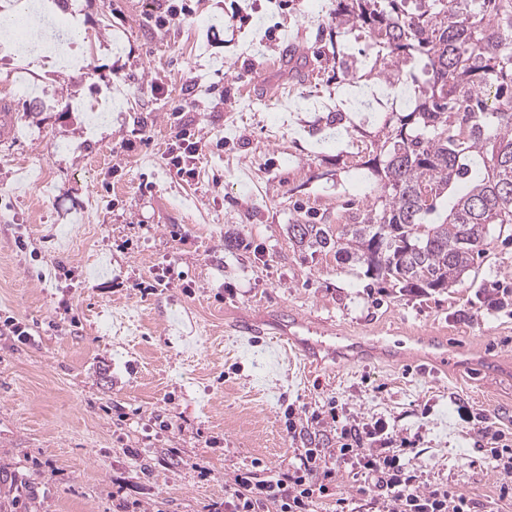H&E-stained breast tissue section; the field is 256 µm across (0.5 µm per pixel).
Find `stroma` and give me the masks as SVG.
<instances>
[{"instance_id": "1", "label": "stroma", "mask_w": 512, "mask_h": 512, "mask_svg": "<svg viewBox=\"0 0 512 512\" xmlns=\"http://www.w3.org/2000/svg\"><path fill=\"white\" fill-rule=\"evenodd\" d=\"M27 2L37 40L90 56L57 70L0 54V87L36 89L9 94L0 142V322L33 335L0 334V512H208L236 473L294 463L293 429L380 419L416 450L421 486L512 512V472L480 432L512 441V226L421 296L289 239L347 223L365 193L328 173L366 143L311 131L383 95L337 85L334 0H193L164 28L166 0ZM288 37L299 76L279 61ZM181 104L203 143L189 182L165 160ZM284 316L325 331L313 369L269 345ZM243 318L259 338L237 336Z\"/></svg>"}]
</instances>
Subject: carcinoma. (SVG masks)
<instances>
[{"label": "carcinoma", "instance_id": "carcinoma-1", "mask_svg": "<svg viewBox=\"0 0 512 512\" xmlns=\"http://www.w3.org/2000/svg\"><path fill=\"white\" fill-rule=\"evenodd\" d=\"M334 25L336 84L380 83L387 103L316 131L376 146L355 167L370 193L350 223L290 224V239L411 293L449 288L512 224V0H336ZM350 34L373 52L355 59Z\"/></svg>", "mask_w": 512, "mask_h": 512}]
</instances>
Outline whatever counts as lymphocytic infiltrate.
I'll return each mask as SVG.
<instances>
[{
  "mask_svg": "<svg viewBox=\"0 0 512 512\" xmlns=\"http://www.w3.org/2000/svg\"><path fill=\"white\" fill-rule=\"evenodd\" d=\"M387 424L373 428L355 425L340 428L337 448H307L286 471L269 468L238 473L224 484V512H313L315 503L329 494L332 469L320 461L355 462L364 480L366 495L355 501L340 498L336 512H472L466 496L443 486L421 488L416 468L405 449L387 438ZM381 452H374L373 443Z\"/></svg>",
  "mask_w": 512,
  "mask_h": 512,
  "instance_id": "obj_1",
  "label": "lymphocytic infiltrate"
}]
</instances>
